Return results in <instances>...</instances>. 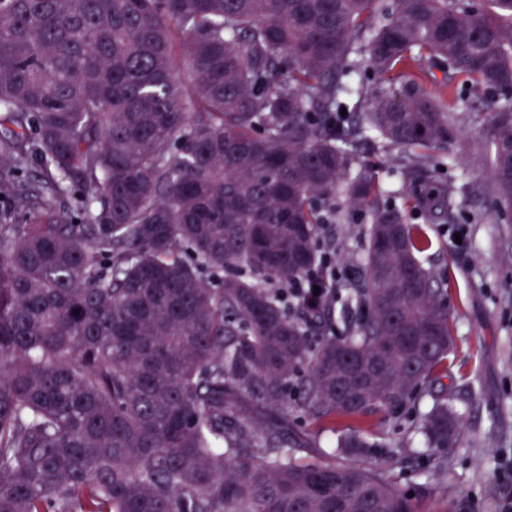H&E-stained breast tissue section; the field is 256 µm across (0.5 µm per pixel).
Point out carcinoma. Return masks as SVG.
<instances>
[{"mask_svg":"<svg viewBox=\"0 0 512 512\" xmlns=\"http://www.w3.org/2000/svg\"><path fill=\"white\" fill-rule=\"evenodd\" d=\"M381 2L0 0V512H416L409 444L340 432L379 466L320 464L298 421L430 392L410 441L445 468L447 283L411 213L458 207L436 152L477 104L473 191L512 207V0ZM367 136L407 154L403 202L354 168ZM343 204L361 279L303 310Z\"/></svg>","mask_w":512,"mask_h":512,"instance_id":"cac0c4a2","label":"carcinoma"}]
</instances>
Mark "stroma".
<instances>
[{
    "label": "stroma",
    "mask_w": 512,
    "mask_h": 512,
    "mask_svg": "<svg viewBox=\"0 0 512 512\" xmlns=\"http://www.w3.org/2000/svg\"><path fill=\"white\" fill-rule=\"evenodd\" d=\"M457 200V221L425 223L431 247L421 259L448 282L454 347L442 387L460 413L461 435L439 473L419 476L423 460L405 452L402 484L417 512H512V210L495 221L483 197L468 190ZM365 227L359 210L328 225L339 269L360 274ZM431 404L425 397L414 412L399 408L311 425L319 445L307 454L327 462L332 430L358 426L402 442L416 412Z\"/></svg>",
    "instance_id": "stroma-1"
}]
</instances>
